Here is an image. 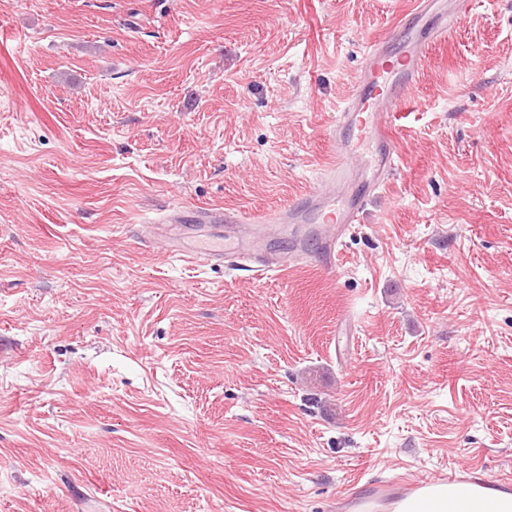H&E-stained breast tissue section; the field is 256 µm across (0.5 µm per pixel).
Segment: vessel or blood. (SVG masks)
Segmentation results:
<instances>
[{
	"instance_id": "1",
	"label": "vessel or blood",
	"mask_w": 512,
	"mask_h": 512,
	"mask_svg": "<svg viewBox=\"0 0 512 512\" xmlns=\"http://www.w3.org/2000/svg\"><path fill=\"white\" fill-rule=\"evenodd\" d=\"M421 54V46H408L400 64L395 66L384 43H372L357 89L338 118L339 124L356 127L365 138L382 145L362 190L350 189L352 169L347 150L337 147L334 159L321 172V188L304 195L295 204L254 213L215 206L174 214L172 223L219 224L223 232L216 238H198L188 248L181 242H173L172 254L182 260L204 263L223 260L231 267L238 261L248 260L259 273L282 271L288 265L308 259L303 249L302 227L311 224L315 227L318 249L313 259L315 264L336 269L344 239L352 224L358 223L368 196L387 183L396 153L390 130L416 81ZM284 234L292 241L291 251L269 250L268 241Z\"/></svg>"
}]
</instances>
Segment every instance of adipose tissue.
<instances>
[{"label":"adipose tissue","instance_id":"adipose-tissue-1","mask_svg":"<svg viewBox=\"0 0 512 512\" xmlns=\"http://www.w3.org/2000/svg\"><path fill=\"white\" fill-rule=\"evenodd\" d=\"M395 512H512V492L478 482L439 483L402 498Z\"/></svg>","mask_w":512,"mask_h":512}]
</instances>
